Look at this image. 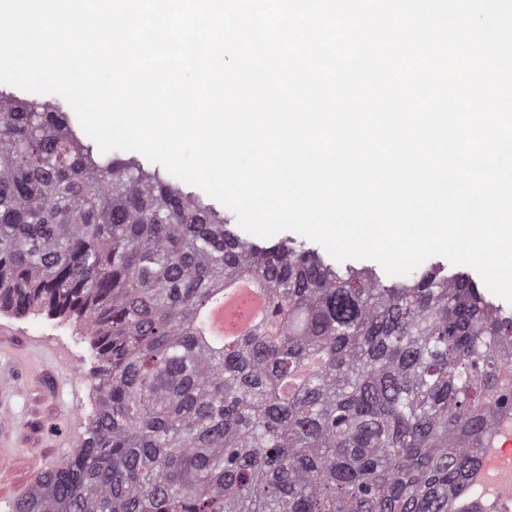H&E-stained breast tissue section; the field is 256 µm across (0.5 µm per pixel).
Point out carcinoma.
<instances>
[{"label":"carcinoma","instance_id":"obj_1","mask_svg":"<svg viewBox=\"0 0 512 512\" xmlns=\"http://www.w3.org/2000/svg\"><path fill=\"white\" fill-rule=\"evenodd\" d=\"M240 277L267 324L214 347L198 313ZM32 310L84 322L95 401L15 512H476L458 503L512 414V311L469 275L386 284L262 246L96 156L56 103L0 92V311Z\"/></svg>","mask_w":512,"mask_h":512}]
</instances>
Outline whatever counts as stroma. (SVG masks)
<instances>
[{"label":"stroma","mask_w":512,"mask_h":512,"mask_svg":"<svg viewBox=\"0 0 512 512\" xmlns=\"http://www.w3.org/2000/svg\"><path fill=\"white\" fill-rule=\"evenodd\" d=\"M93 360L85 327L44 312L0 314V512L72 453L91 411Z\"/></svg>","instance_id":"obj_1"}]
</instances>
